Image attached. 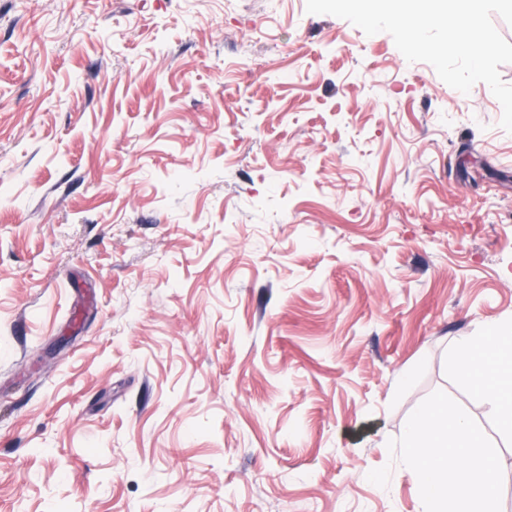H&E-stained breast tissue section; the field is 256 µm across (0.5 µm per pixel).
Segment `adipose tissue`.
<instances>
[{
    "instance_id": "adipose-tissue-1",
    "label": "adipose tissue",
    "mask_w": 512,
    "mask_h": 512,
    "mask_svg": "<svg viewBox=\"0 0 512 512\" xmlns=\"http://www.w3.org/2000/svg\"><path fill=\"white\" fill-rule=\"evenodd\" d=\"M457 367L512 433V335L465 337ZM423 512H500L496 458L469 420L445 400L431 404L405 430Z\"/></svg>"
}]
</instances>
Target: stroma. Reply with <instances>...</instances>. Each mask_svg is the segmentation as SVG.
<instances>
[{"label":"stroma","instance_id":"35a3bbf8","mask_svg":"<svg viewBox=\"0 0 512 512\" xmlns=\"http://www.w3.org/2000/svg\"><path fill=\"white\" fill-rule=\"evenodd\" d=\"M306 0H0V512H421L402 433L512 325V134Z\"/></svg>","mask_w":512,"mask_h":512}]
</instances>
